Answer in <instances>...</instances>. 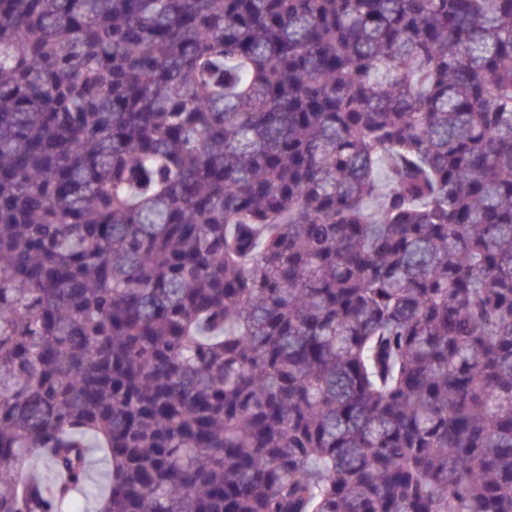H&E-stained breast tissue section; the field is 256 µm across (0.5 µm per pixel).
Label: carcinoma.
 <instances>
[{"instance_id":"cac0c4a2","label":"carcinoma","mask_w":512,"mask_h":512,"mask_svg":"<svg viewBox=\"0 0 512 512\" xmlns=\"http://www.w3.org/2000/svg\"><path fill=\"white\" fill-rule=\"evenodd\" d=\"M512 512V0H0V512Z\"/></svg>"}]
</instances>
